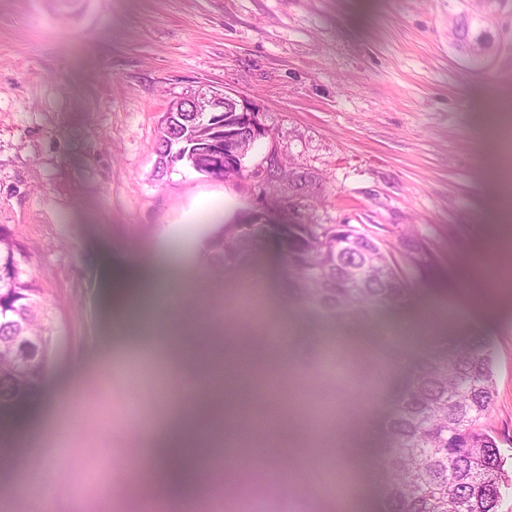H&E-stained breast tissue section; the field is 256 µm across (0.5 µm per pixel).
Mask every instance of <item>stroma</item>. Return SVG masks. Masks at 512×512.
<instances>
[{"instance_id": "1", "label": "stroma", "mask_w": 512, "mask_h": 512, "mask_svg": "<svg viewBox=\"0 0 512 512\" xmlns=\"http://www.w3.org/2000/svg\"><path fill=\"white\" fill-rule=\"evenodd\" d=\"M469 0H0V227L24 251L51 317L40 394L0 411V512H41L15 491L44 486L51 512H144L132 491L143 429L182 403L180 379L113 318L99 262L182 245L201 257L169 283V303L214 290L199 323L259 352L237 400L256 416L245 446L280 449L239 463L220 495L189 512H382L383 418L436 330L480 336L494 397L483 421L512 466V0H493L498 53L472 65L448 18ZM232 92L269 131L224 180L163 162L170 102ZM230 199L235 224L271 209L300 224H349L383 247L413 225L429 278L402 267L409 305L336 321L299 305L274 239L250 272L206 261ZM486 308L464 301L470 273ZM364 352L349 381L327 367L337 345ZM277 370L279 404L261 375ZM363 449L359 467L341 459Z\"/></svg>"}]
</instances>
